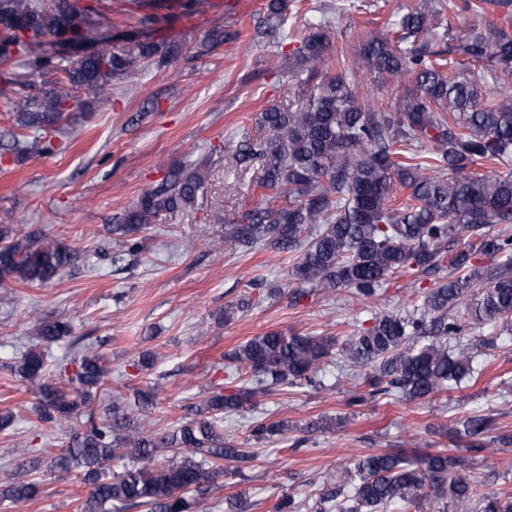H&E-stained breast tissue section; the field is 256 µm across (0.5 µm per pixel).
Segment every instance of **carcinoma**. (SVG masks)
I'll return each mask as SVG.
<instances>
[{"instance_id": "carcinoma-1", "label": "carcinoma", "mask_w": 512, "mask_h": 512, "mask_svg": "<svg viewBox=\"0 0 512 512\" xmlns=\"http://www.w3.org/2000/svg\"><path fill=\"white\" fill-rule=\"evenodd\" d=\"M103 0H0V25L11 29L0 41V57L26 58L30 72L0 71V99L14 109L16 123L38 133L32 151L54 152L39 133L58 125L77 106L75 91L99 98L154 58L169 63L180 44L151 37L91 34L101 24ZM139 23L152 25L156 11L186 6L184 0H136ZM448 8L470 25L457 38L458 49L474 62L489 63L481 78L471 64L453 66L431 44L454 39L446 24L440 35L428 14L408 8L393 16L384 37L365 36L351 56L331 40L332 21L307 23L297 42L279 45L281 74L301 103L270 105L260 113L255 131L245 134L226 158L242 171L254 172L258 200L237 224L224 229L215 245L235 253L272 247L295 256L289 278L294 303L316 291L345 292L372 299L393 277L425 275L448 262V281L422 294L420 311L384 312L367 328L341 338L299 336L268 331L237 346L224 369L265 389L293 387L322 365L345 359L370 368L368 395L424 399L449 382L459 384L480 373L475 364L488 341L477 335L499 323L512 335V235L493 233L494 224L512 223V34L495 18L512 13V0H451ZM291 15L288 0H266L263 23L273 33ZM55 38L83 44L88 55L70 59L39 56L36 48ZM336 59L331 73L329 59ZM373 76L377 86L403 87L383 105L365 97L358 77ZM41 90L30 93L31 79ZM429 144L419 154L415 145ZM207 172L176 162L164 177L141 191L112 225L128 252L143 250L140 233L170 212L192 207L204 191ZM406 191L396 201L398 188ZM498 259L486 267L481 258ZM79 253L50 237H18L0 224V283L11 280L43 285L74 265ZM61 317H35L39 344L12 366L14 375L34 387L40 418L56 426L68 423L80 407H89L92 390L107 383L111 368L88 348L74 352L76 367L68 388L45 380L49 347L71 334ZM255 388L224 391L217 385L204 403L164 432L145 433L126 409L104 418L87 414L86 429L75 432L67 447L45 448L16 466L15 477L0 486V500L21 505L35 498L39 482L28 475L41 468L76 473L89 486L80 512H199L215 490L224 488V461H247L254 452L224 442V416L248 411ZM491 428L483 415L463 422L468 450L485 451ZM288 421L253 422L251 440L284 436ZM172 452L160 457L159 451ZM125 461L123 470L105 473L106 464ZM358 484L332 504L337 512H381L395 504L419 512L448 500L454 512H512V490L479 494L468 477L456 472L447 452L414 456L392 453L359 460Z\"/></svg>"}]
</instances>
